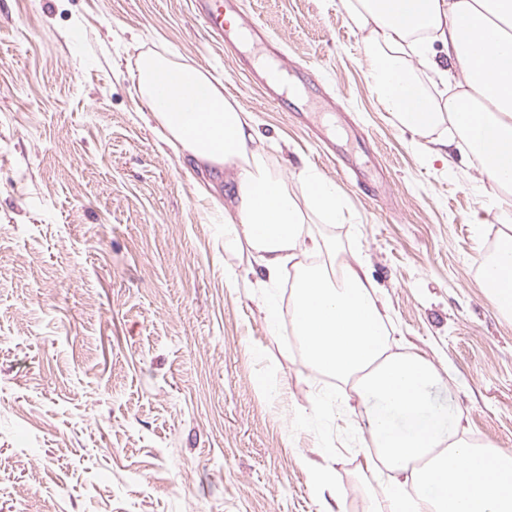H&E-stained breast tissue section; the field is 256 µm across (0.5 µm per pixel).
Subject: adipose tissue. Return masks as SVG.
<instances>
[{
    "instance_id": "ef3b65f1",
    "label": "adipose tissue",
    "mask_w": 512,
    "mask_h": 512,
    "mask_svg": "<svg viewBox=\"0 0 512 512\" xmlns=\"http://www.w3.org/2000/svg\"><path fill=\"white\" fill-rule=\"evenodd\" d=\"M366 30L368 75L379 100L403 124L431 133L449 122L481 162L482 181L512 188V0H344ZM454 86L435 103L415 70ZM136 90L153 117L196 161L231 170L233 211L224 215V249L248 245L273 292L296 254L336 259L334 243L304 233V209L327 224L344 218L333 184L300 173L303 203L253 150L258 137L244 113L206 72L158 52L143 54ZM483 286L512 317V235L484 262ZM362 262L301 267L290 301L291 326L321 373L354 382L375 452L393 473L385 512H512V455L447 426L430 401L438 377L416 354L391 352L387 314Z\"/></svg>"
}]
</instances>
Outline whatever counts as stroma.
Listing matches in <instances>:
<instances>
[{
  "label": "stroma",
  "instance_id": "obj_1",
  "mask_svg": "<svg viewBox=\"0 0 512 512\" xmlns=\"http://www.w3.org/2000/svg\"><path fill=\"white\" fill-rule=\"evenodd\" d=\"M240 2L311 77L301 100H267L193 0H0V512H318L323 463L335 512H368L392 485L360 413L340 411L350 385L301 352L295 266L270 296L225 283L254 256L225 252L213 221L223 172L191 170L135 92L147 52L219 79L293 196L306 168L335 185L346 222L308 210L305 232L367 266L395 350L439 373L435 406L512 453V318L482 285L512 193L489 205L467 149L426 161L428 136L372 93L342 0ZM326 100L339 151L293 112ZM359 173L386 193L364 195ZM310 479L316 496L327 505V510H322V512H333L325 498V494L327 493L333 500H339V492L333 482L331 466L325 464L312 467L310 470Z\"/></svg>",
  "mask_w": 512,
  "mask_h": 512
}]
</instances>
